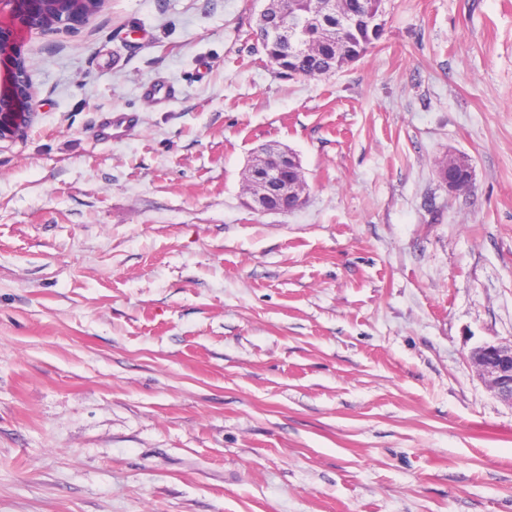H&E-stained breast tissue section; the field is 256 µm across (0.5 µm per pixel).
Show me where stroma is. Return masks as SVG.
I'll return each mask as SVG.
<instances>
[{
    "label": "stroma",
    "instance_id": "1",
    "mask_svg": "<svg viewBox=\"0 0 512 512\" xmlns=\"http://www.w3.org/2000/svg\"><path fill=\"white\" fill-rule=\"evenodd\" d=\"M259 8L105 0L25 34L0 512H512V406L466 362L512 340V0H385L311 78L268 66ZM116 109L138 124L102 142ZM269 144L301 162L290 213L242 192ZM447 171L448 179L443 180L449 192L466 191L473 186V167L466 156L448 153V157L439 165L441 177Z\"/></svg>",
    "mask_w": 512,
    "mask_h": 512
}]
</instances>
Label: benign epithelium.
Segmentation results:
<instances>
[{"label":"benign epithelium","instance_id":"obj_1","mask_svg":"<svg viewBox=\"0 0 512 512\" xmlns=\"http://www.w3.org/2000/svg\"><path fill=\"white\" fill-rule=\"evenodd\" d=\"M103 0H0V141L22 139L35 117L30 83L32 64L23 52L22 34L61 25L73 29L98 10ZM245 185L248 206L260 213H284L304 200L302 169L285 149L266 146L249 163ZM448 173V191L473 186V167L461 154H448L439 173ZM468 363L504 403L512 406V341L484 344Z\"/></svg>","mask_w":512,"mask_h":512}]
</instances>
